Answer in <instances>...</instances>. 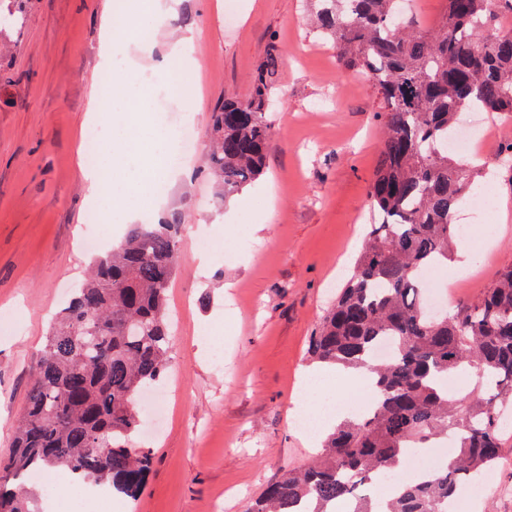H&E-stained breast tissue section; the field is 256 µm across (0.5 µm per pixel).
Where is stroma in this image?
<instances>
[{"label":"stroma","mask_w":512,"mask_h":512,"mask_svg":"<svg viewBox=\"0 0 512 512\" xmlns=\"http://www.w3.org/2000/svg\"><path fill=\"white\" fill-rule=\"evenodd\" d=\"M150 52L121 50L116 65L155 71L170 46L196 36L192 64L172 62L182 90L149 110L209 138L211 115L226 98L246 97L269 55L281 61L268 116L273 127L263 174L222 197L208 169V147L189 159L191 174L167 184L156 224L176 214L184 256L168 290L173 390L168 421L136 433L152 469L137 500L113 497L93 512H245L284 470L318 453L293 423L300 402L335 397L303 384L309 338L350 276L369 225L367 188L380 152L379 101L368 79L344 71L331 43L307 23V0H171ZM23 22L0 38V309L19 330L0 332V458L54 315L92 261L81 247L92 203L80 175L99 87L105 19L122 26L113 0H22ZM496 127L472 160L492 165L488 193L495 227L468 207L457 211L467 237L448 263H474L481 287L512 262V170L496 160L512 144V113H485ZM216 240L200 263L193 238ZM224 346V368L209 362ZM466 512H512V429L502 458L477 496L461 491Z\"/></svg>","instance_id":"obj_1"}]
</instances>
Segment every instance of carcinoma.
<instances>
[{
    "label": "carcinoma",
    "instance_id": "cac0c4a2",
    "mask_svg": "<svg viewBox=\"0 0 512 512\" xmlns=\"http://www.w3.org/2000/svg\"><path fill=\"white\" fill-rule=\"evenodd\" d=\"M446 2L442 19L419 31L396 14L397 0H313L317 32L345 70L371 81L382 140L368 187L377 220L310 337V358L368 372L375 400L246 512H336L339 501L350 512H448L458 488L483 480L501 456L499 407L512 398V264L477 299L434 315L422 279L448 263L456 207L483 177L443 147L459 113H512V31L495 23L512 13V0ZM19 14V0H0V31ZM279 65L270 57L248 99L214 114L210 170L226 196L263 172L272 138L265 106ZM182 260L177 218L137 224L76 289L30 369L12 451L0 459V512H37L29 479L49 468L132 499L141 493L151 453L132 446L138 398L169 368L167 293ZM386 339L394 355L378 360ZM460 371L475 386L450 394L448 378ZM443 435L455 441L448 463L372 503L367 483Z\"/></svg>",
    "mask_w": 512,
    "mask_h": 512
}]
</instances>
